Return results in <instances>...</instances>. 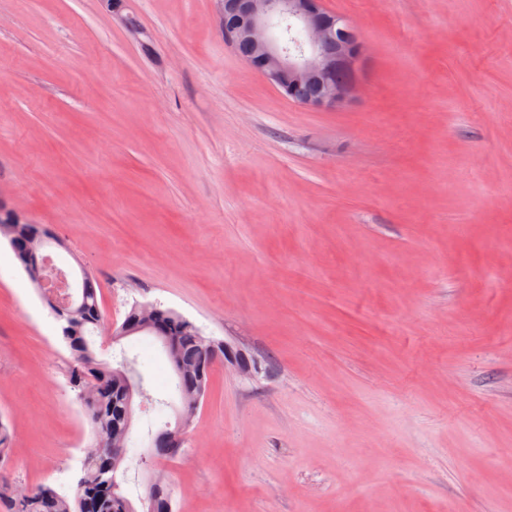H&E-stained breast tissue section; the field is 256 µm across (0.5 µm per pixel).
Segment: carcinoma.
<instances>
[{
    "label": "carcinoma",
    "instance_id": "1",
    "mask_svg": "<svg viewBox=\"0 0 512 512\" xmlns=\"http://www.w3.org/2000/svg\"><path fill=\"white\" fill-rule=\"evenodd\" d=\"M78 293L81 305L69 312L71 325L61 340L69 351L67 380L80 401L93 441L104 439L112 442L122 437L124 467L112 475V456L85 455L81 476L73 496L43 484L22 496L0 485V512H83V505L95 499L104 479L111 480L112 492L99 501V512H127L123 505L133 503L124 492L128 482L130 462H143L139 457L138 440L133 435V424L128 422L124 399L127 381H136L145 387L150 377L138 367V357L121 351L117 365L99 359L93 348L97 314L103 311L95 288V278L90 276L80 283ZM163 321L168 335L175 340V353L168 354L176 376L175 391L178 397L193 388L204 361L202 353L204 333L191 320L173 309H163Z\"/></svg>",
    "mask_w": 512,
    "mask_h": 512
}]
</instances>
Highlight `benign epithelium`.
Returning a JSON list of instances; mask_svg holds the SVG:
<instances>
[{"instance_id": "benign-epithelium-1", "label": "benign epithelium", "mask_w": 512, "mask_h": 512, "mask_svg": "<svg viewBox=\"0 0 512 512\" xmlns=\"http://www.w3.org/2000/svg\"><path fill=\"white\" fill-rule=\"evenodd\" d=\"M224 10L235 15L233 26L226 30L229 42H248L256 56L253 65L260 75L278 89L293 92L295 88L317 83L319 93L304 105L317 109H337L354 99L361 87V76L367 60V50L358 27L349 19L334 15L324 8L323 0H227ZM276 15L288 17L303 33L302 41L287 49V44L271 29V20ZM343 72L347 78L336 80V73ZM31 220L9 206L0 198V232L7 235L14 224H29ZM52 232L41 234L34 228L29 248L32 273L38 288H53L57 280L65 277L52 263L43 248ZM153 319L147 318L137 326L124 325L120 331L108 336L118 343L123 338L150 328ZM126 403L128 413L144 409L151 404V395L134 382L127 384ZM194 412L181 410L175 426L162 429L155 443L168 447L171 457H176L193 425Z\"/></svg>"}]
</instances>
